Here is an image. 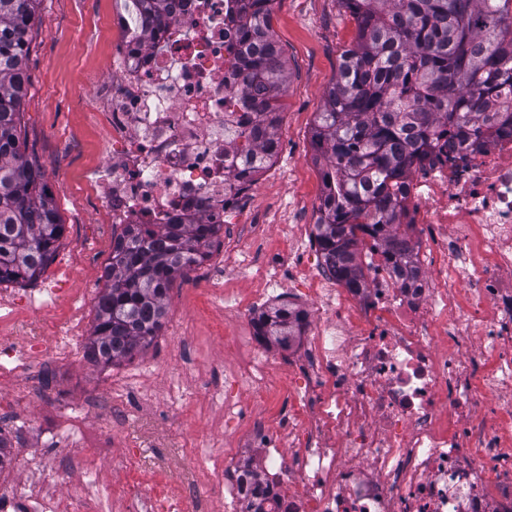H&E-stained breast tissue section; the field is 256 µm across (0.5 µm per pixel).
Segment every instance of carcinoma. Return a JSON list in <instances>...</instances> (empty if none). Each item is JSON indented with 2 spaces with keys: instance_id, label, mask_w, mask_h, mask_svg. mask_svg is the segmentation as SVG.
<instances>
[{
  "instance_id": "carcinoma-1",
  "label": "carcinoma",
  "mask_w": 512,
  "mask_h": 512,
  "mask_svg": "<svg viewBox=\"0 0 512 512\" xmlns=\"http://www.w3.org/2000/svg\"><path fill=\"white\" fill-rule=\"evenodd\" d=\"M170 0H123L148 41L169 15ZM224 23L236 50L229 68L240 79L241 111L258 123L240 130L250 150L238 178L247 190L279 144L280 99L289 80L271 28L274 0H232ZM40 0H0V284L42 276L54 260L65 224L47 192L43 168L24 153L21 109L26 62ZM356 24L324 92L312 130L313 162L323 194L314 240L349 288L363 284L366 239L395 257L405 278L410 256L401 240L398 196L407 169L431 144L467 125L506 130L512 112V0H339ZM221 224H125L112 240L84 357L114 366L148 347L168 314L172 283L220 245ZM303 311L283 302L261 312L256 334L290 346Z\"/></svg>"
}]
</instances>
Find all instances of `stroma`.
<instances>
[{"label":"stroma","instance_id":"1","mask_svg":"<svg viewBox=\"0 0 512 512\" xmlns=\"http://www.w3.org/2000/svg\"><path fill=\"white\" fill-rule=\"evenodd\" d=\"M115 0H41L31 37L28 91L21 131L29 158L46 169L64 235L54 261L36 281L0 285L15 306L0 305V327L14 332L18 347L31 340L72 342L75 356L49 368L51 381L18 410L0 412V436L17 462L11 472L19 494L31 482L70 494L85 471H94L88 491L112 512H147L150 488H177L195 478L208 487L231 481L216 463L243 429L225 401L249 404L257 417L274 422L280 402L297 397L298 375L280 370L259 393L241 385L234 371L243 348L257 344L258 309L238 311L264 286L263 274L301 246L303 261L281 298L305 307L322 255L313 237L312 212L322 181L312 161L311 131L341 54L355 37V22L339 0H275L272 30L289 70L278 129L280 154L257 180L250 197V225L234 236L225 226L207 263L176 280L168 293V318L152 345L134 359L98 367L84 357L92 331L112 236L121 227L107 221L101 188L88 180L103 159L106 136L95 113L105 111V89L118 73L122 41L110 22ZM238 250H230L231 238ZM223 285L211 289L213 267ZM52 301L33 307L26 298L42 287ZM111 399L115 410L90 407Z\"/></svg>","mask_w":512,"mask_h":512}]
</instances>
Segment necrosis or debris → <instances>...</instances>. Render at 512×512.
<instances>
[{
  "label": "necrosis or debris",
  "mask_w": 512,
  "mask_h": 512,
  "mask_svg": "<svg viewBox=\"0 0 512 512\" xmlns=\"http://www.w3.org/2000/svg\"><path fill=\"white\" fill-rule=\"evenodd\" d=\"M225 0H173L142 44L127 21L98 167L116 224L227 223L243 207L240 112L226 95L233 31ZM399 221L416 267L397 280L371 251L367 285L322 264L299 369L309 379L278 416L252 425L225 461L259 451L264 512H512V134L432 148L412 164ZM38 361L0 336V372ZM491 371L480 372L484 357Z\"/></svg>",
  "instance_id": "obj_1"
}]
</instances>
